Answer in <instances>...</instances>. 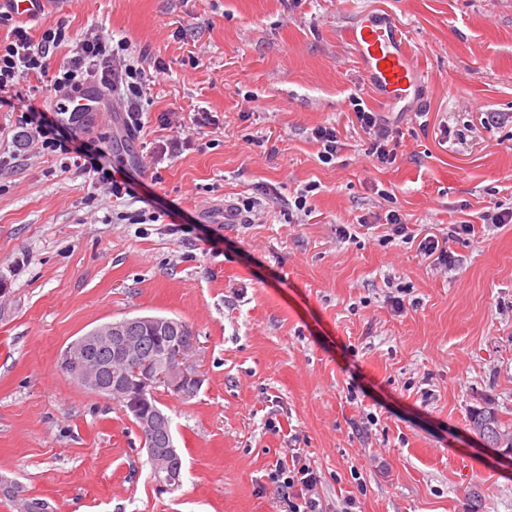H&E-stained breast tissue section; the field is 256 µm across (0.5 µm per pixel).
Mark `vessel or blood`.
Here are the masks:
<instances>
[{
  "label": "vessel or blood",
  "mask_w": 512,
  "mask_h": 512,
  "mask_svg": "<svg viewBox=\"0 0 512 512\" xmlns=\"http://www.w3.org/2000/svg\"><path fill=\"white\" fill-rule=\"evenodd\" d=\"M344 42L373 92L396 104L414 100L418 82L411 51L389 13L361 15L345 29Z\"/></svg>",
  "instance_id": "b4317fda"
}]
</instances>
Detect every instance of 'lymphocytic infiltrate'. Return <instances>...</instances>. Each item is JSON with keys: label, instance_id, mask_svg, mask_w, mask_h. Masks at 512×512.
<instances>
[{"label": "lymphocytic infiltrate", "instance_id": "obj_1", "mask_svg": "<svg viewBox=\"0 0 512 512\" xmlns=\"http://www.w3.org/2000/svg\"><path fill=\"white\" fill-rule=\"evenodd\" d=\"M40 2L0 0V108L26 111L20 131L11 138V151L0 155V172L15 168L22 149L35 147L59 160L61 172L85 177L120 205V212L105 216V223L160 221L161 212L142 206L128 171L113 164L108 146L78 136L83 113L58 111L56 103L81 98L86 86L96 85L104 95L118 98L126 130L141 135L148 130L151 85L165 72L164 63L157 59L152 68H145L147 50H133L129 40L113 39L96 28L78 34L66 24L49 22L40 35H33L23 16ZM63 46L69 55L61 59L57 52ZM355 117L367 137V154L379 164H393L397 152L389 118L362 108L356 109ZM269 479L288 512H323L314 496L319 477L299 453H291L289 462L277 466Z\"/></svg>", "mask_w": 512, "mask_h": 512}]
</instances>
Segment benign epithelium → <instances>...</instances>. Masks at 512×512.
Returning a JSON list of instances; mask_svg holds the SVG:
<instances>
[{"label":"benign epithelium","instance_id":"benign-epithelium-1","mask_svg":"<svg viewBox=\"0 0 512 512\" xmlns=\"http://www.w3.org/2000/svg\"><path fill=\"white\" fill-rule=\"evenodd\" d=\"M170 323L154 317L107 322L72 341L61 355L65 374L75 384L134 410L142 436L150 439L147 454L159 459L154 483L167 491L181 483V457L172 445L166 412L155 401L165 386L189 400L203 384L201 371L186 365L196 346L174 345L157 364L145 349V331L164 330Z\"/></svg>","mask_w":512,"mask_h":512}]
</instances>
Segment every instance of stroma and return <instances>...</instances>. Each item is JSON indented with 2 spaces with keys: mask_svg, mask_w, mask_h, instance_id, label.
I'll return each mask as SVG.
<instances>
[{
  "mask_svg": "<svg viewBox=\"0 0 512 512\" xmlns=\"http://www.w3.org/2000/svg\"><path fill=\"white\" fill-rule=\"evenodd\" d=\"M379 10L414 53L421 92L404 112L342 40ZM50 18L164 58L152 113L203 107L218 129L156 163L119 113L86 132L110 136L177 233L103 223L105 196L36 150L0 174V477L53 512H286L268 474L294 446L325 512L347 498L356 512H470L476 491L483 512H512V459L469 426L487 402L512 422V223L476 221L512 201V0H68ZM358 105L388 113L393 165L366 155ZM321 124L343 143L332 164L311 138ZM309 184L311 215L286 223ZM263 186L277 199L260 220L225 223ZM388 209L410 238L383 225L337 238ZM463 220L474 233L453 235ZM430 235L450 265L421 255ZM143 315L186 321L205 376L187 401L156 389L184 461L167 492L131 415L58 363L93 327Z\"/></svg>",
  "mask_w": 512,
  "mask_h": 512,
  "instance_id": "1",
  "label": "stroma"
}]
</instances>
